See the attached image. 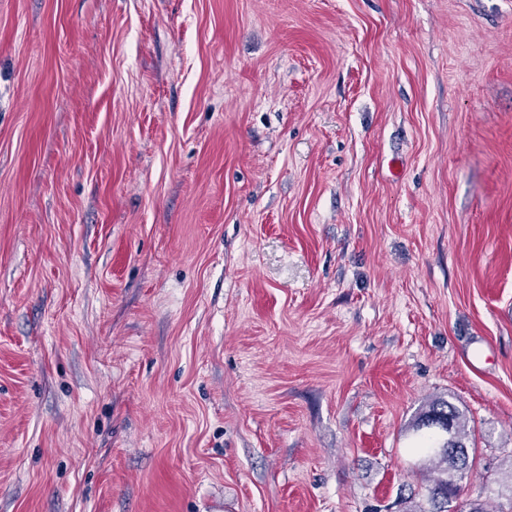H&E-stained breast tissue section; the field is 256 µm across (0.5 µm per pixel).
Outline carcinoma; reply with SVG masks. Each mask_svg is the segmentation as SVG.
<instances>
[{
	"label": "carcinoma",
	"mask_w": 512,
	"mask_h": 512,
	"mask_svg": "<svg viewBox=\"0 0 512 512\" xmlns=\"http://www.w3.org/2000/svg\"><path fill=\"white\" fill-rule=\"evenodd\" d=\"M413 430L420 434L415 451L424 457L426 469L433 473L427 494L437 505L436 512H487L475 501L460 500V482L472 462L465 444L466 419L458 408L444 399L435 400Z\"/></svg>",
	"instance_id": "cac0c4a2"
}]
</instances>
